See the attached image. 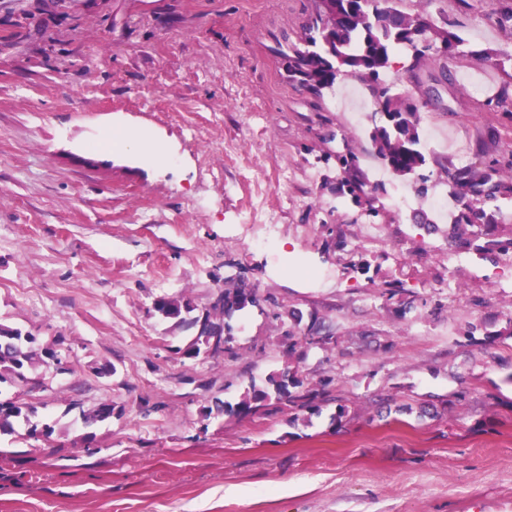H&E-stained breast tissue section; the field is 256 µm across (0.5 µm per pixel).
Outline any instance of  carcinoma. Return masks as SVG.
I'll list each match as a JSON object with an SVG mask.
<instances>
[{
	"label": "carcinoma",
	"instance_id": "carcinoma-1",
	"mask_svg": "<svg viewBox=\"0 0 512 512\" xmlns=\"http://www.w3.org/2000/svg\"><path fill=\"white\" fill-rule=\"evenodd\" d=\"M315 2V17L306 26L301 37L303 47L296 45L283 53L288 59V79L314 93L331 88L341 76L359 81L370 95L377 99L387 114L384 125L371 134L376 157L395 176L418 174L427 163L420 149L418 108L410 100L391 93V87L381 78L389 67L394 48L406 46L413 51L417 61L422 60L433 47V41H441L442 47L453 55L461 43L453 24L439 27L427 14L409 15L394 6V0H340L336 13L335 30L331 41H325V18L320 0ZM341 173L342 186L350 194L360 197L366 186L365 178L356 165L353 155L336 156ZM509 174H500V162L490 161L481 167L465 166L447 172L448 181L457 189L454 198L459 206L454 222L448 228V238L463 245L471 239H484L478 246L483 252L512 257V234L493 233L498 228L493 215L476 207L497 198L512 199V160L507 163ZM256 304L257 298L244 288L224 289V305L211 304L197 308L182 297L158 300L155 310L165 318L177 320L178 325L192 330L195 335L183 350L186 358L198 357V352L211 345L214 338L230 344L233 340L231 327L226 320L244 310L247 304ZM286 328L288 358H293L298 343L307 347L328 350L338 343V337L325 334L315 340L310 336L294 335L295 313L284 311L276 316ZM59 355L53 345H43L29 332H22L0 323V384L19 386L33 380L37 386L42 381L30 376L38 365H48ZM332 379L323 378L310 386L296 367H288L281 373L272 374L266 385L254 384L243 393L234 412L247 416L271 399L283 401L291 408L314 409L316 398L329 396ZM71 408L80 409L85 423L104 422L115 414V405L101 402L91 411L81 409V403L73 401ZM34 408L23 398L16 396L0 399V432L14 431L17 419L29 420Z\"/></svg>",
	"mask_w": 512,
	"mask_h": 512
}]
</instances>
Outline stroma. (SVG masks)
I'll return each mask as SVG.
<instances>
[{"instance_id":"obj_1","label":"stroma","mask_w":512,"mask_h":512,"mask_svg":"<svg viewBox=\"0 0 512 512\" xmlns=\"http://www.w3.org/2000/svg\"><path fill=\"white\" fill-rule=\"evenodd\" d=\"M396 6L464 38L450 59L396 48L383 73L433 131L424 195L373 182L385 118L371 103L353 123L363 84L289 81L279 49L312 0H0V322L71 365L37 368L28 398L50 448L21 422L0 435V512H512V258L413 220L443 168L512 156V114L490 105L512 97V0ZM112 123L168 163L95 150ZM349 152L369 179L356 200ZM237 285L259 302L231 351L179 354L191 334L154 302ZM284 310L338 345L289 351ZM290 364L333 400L203 416ZM74 400L117 412L87 426ZM336 164L341 173L342 186L347 187L350 194L360 198L366 186L365 178L360 168L356 165L352 153L349 155H337Z\"/></svg>"}]
</instances>
